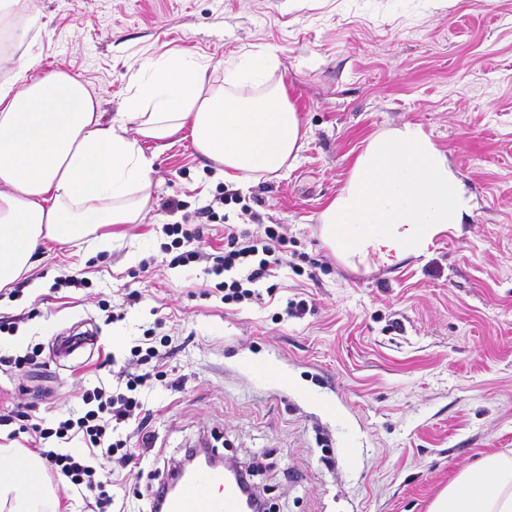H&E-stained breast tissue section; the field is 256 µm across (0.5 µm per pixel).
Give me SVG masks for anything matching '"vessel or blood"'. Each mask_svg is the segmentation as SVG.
<instances>
[{
    "label": "vessel or blood",
    "mask_w": 512,
    "mask_h": 512,
    "mask_svg": "<svg viewBox=\"0 0 512 512\" xmlns=\"http://www.w3.org/2000/svg\"><path fill=\"white\" fill-rule=\"evenodd\" d=\"M164 512H243L237 486L218 470L202 469L163 500Z\"/></svg>",
    "instance_id": "1"
}]
</instances>
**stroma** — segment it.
Here are the masks:
<instances>
[{
  "label": "stroma",
  "instance_id": "stroma-1",
  "mask_svg": "<svg viewBox=\"0 0 512 512\" xmlns=\"http://www.w3.org/2000/svg\"><path fill=\"white\" fill-rule=\"evenodd\" d=\"M41 27L36 67L79 75L104 120L122 111L148 58L187 49L225 63L278 49L306 137L287 169L236 189L190 140L144 144L153 207L105 251L45 242L17 295L0 296V356L39 347L37 365H0V415L52 424L79 391L112 384L153 330L167 376L142 392L146 430L120 425L140 455L115 469L112 512H146L157 454L209 445L249 468L271 512H428L456 473L512 452V0H24ZM422 125L474 196L462 234L400 266L351 269L318 217L369 134ZM213 206L230 223L281 224L314 276L277 271L262 303L204 295L203 265L171 266L165 225ZM151 260L141 271L142 260ZM72 276L91 288L59 286ZM306 300L299 316L289 301ZM95 333L77 356L61 337Z\"/></svg>",
  "mask_w": 512,
  "mask_h": 512
}]
</instances>
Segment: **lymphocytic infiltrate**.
I'll use <instances>...</instances> for the list:
<instances>
[{
  "label": "lymphocytic infiltrate",
  "mask_w": 512,
  "mask_h": 512,
  "mask_svg": "<svg viewBox=\"0 0 512 512\" xmlns=\"http://www.w3.org/2000/svg\"><path fill=\"white\" fill-rule=\"evenodd\" d=\"M165 233L170 238L165 249L173 254L172 264L209 263L211 273L220 278L215 289L227 305L258 300L257 284L274 276L282 267H291L297 274L302 271L299 264L288 262V239L278 224L264 226L259 234L235 224L225 225L223 248L211 251L201 244L202 227L176 223L167 225ZM147 382L146 376L127 374L124 392L115 394L110 388L99 386L84 393L85 408L78 415L58 420L50 427L39 421L20 427L21 432L38 441L54 438L67 445L75 440L82 443L79 452L46 447L40 455L53 473L65 477L69 488L91 492L87 502L89 512H112L109 492L112 473L98 466V458L126 466L137 457L127 440L117 437L116 431L120 424L141 415L140 392Z\"/></svg>",
  "instance_id": "f902f5d3"
}]
</instances>
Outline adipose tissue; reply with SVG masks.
Returning a JSON list of instances; mask_svg holds the SVG:
<instances>
[{"mask_svg": "<svg viewBox=\"0 0 512 512\" xmlns=\"http://www.w3.org/2000/svg\"><path fill=\"white\" fill-rule=\"evenodd\" d=\"M276 48L247 73L213 83L186 50L149 60L123 110L104 122L79 76L25 65L0 81V288L26 273L43 240L91 237L110 247L111 227L143 223L153 162L142 142L190 135L225 181L243 186L292 165L305 130L284 81L270 82ZM473 208L465 183L420 125L366 137L348 177L319 215L324 243L349 267H394L461 232ZM41 457L0 448V512H57ZM430 512H512V456L489 453L458 473Z\"/></svg>", "mask_w": 512, "mask_h": 512, "instance_id": "1", "label": "adipose tissue"}]
</instances>
